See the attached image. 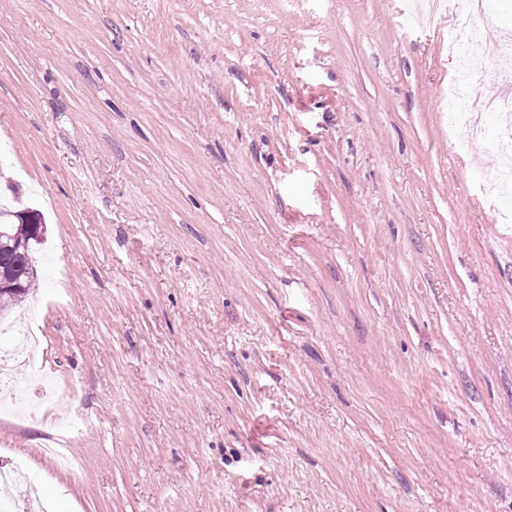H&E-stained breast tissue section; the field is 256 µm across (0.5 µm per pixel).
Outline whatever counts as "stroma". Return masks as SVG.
Masks as SVG:
<instances>
[{"label":"stroma","mask_w":512,"mask_h":512,"mask_svg":"<svg viewBox=\"0 0 512 512\" xmlns=\"http://www.w3.org/2000/svg\"><path fill=\"white\" fill-rule=\"evenodd\" d=\"M0 0V196L74 426L43 512H512V190L443 89L461 0ZM56 446L76 459L57 469ZM20 210H12L10 208H0V228L10 236V240L21 241L28 237L29 230L26 224L30 227V232L33 237L32 243H39L45 234V224H43L42 217L34 211H21L17 213L18 220L26 224H19L12 216L13 213ZM3 236V238H8Z\"/></svg>","instance_id":"obj_1"}]
</instances>
